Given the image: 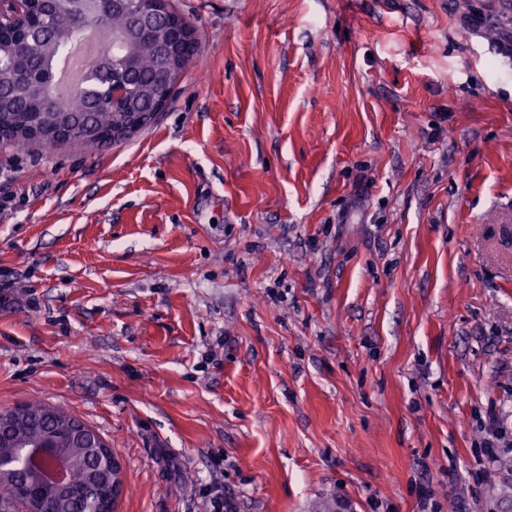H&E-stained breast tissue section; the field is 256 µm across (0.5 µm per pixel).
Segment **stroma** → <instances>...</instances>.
Segmentation results:
<instances>
[{"label": "stroma", "instance_id": "stroma-1", "mask_svg": "<svg viewBox=\"0 0 512 512\" xmlns=\"http://www.w3.org/2000/svg\"><path fill=\"white\" fill-rule=\"evenodd\" d=\"M172 3L152 125L0 144V411L98 431L116 512H512V0ZM160 68L158 71V78L162 80L164 83H166L167 86L175 87L177 82L179 81V78L181 76V73L185 69L184 61H177L174 60L170 54L167 47L160 48ZM482 432V448L484 452L476 462L483 464L494 463L502 448L512 447V426L510 428L495 412H489L480 423Z\"/></svg>", "mask_w": 512, "mask_h": 512}]
</instances>
